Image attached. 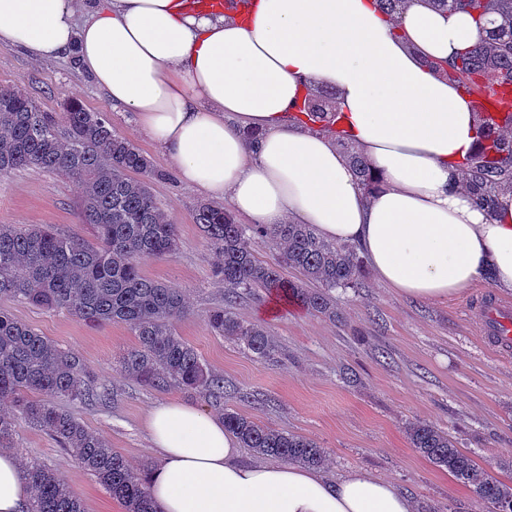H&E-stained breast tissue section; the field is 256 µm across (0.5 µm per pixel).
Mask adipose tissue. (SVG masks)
Wrapping results in <instances>:
<instances>
[{
	"mask_svg": "<svg viewBox=\"0 0 512 512\" xmlns=\"http://www.w3.org/2000/svg\"><path fill=\"white\" fill-rule=\"evenodd\" d=\"M479 30L463 9L406 0H0V46L70 58L113 107L133 113L186 186L250 224L313 225L356 246L399 295L445 301L478 282L512 291V193L486 213L461 189L480 143L475 106L432 63ZM336 93L337 134L301 121L307 94ZM361 152L375 185L348 160ZM145 429L161 459L148 480L160 512H415L389 480H335L244 459L198 406L165 401ZM30 498L0 452V512Z\"/></svg>",
	"mask_w": 512,
	"mask_h": 512,
	"instance_id": "ef3b65f1",
	"label": "adipose tissue"
}]
</instances>
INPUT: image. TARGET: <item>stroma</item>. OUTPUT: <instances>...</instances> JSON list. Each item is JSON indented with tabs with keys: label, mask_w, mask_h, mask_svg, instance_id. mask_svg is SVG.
<instances>
[{
	"label": "stroma",
	"mask_w": 512,
	"mask_h": 512,
	"mask_svg": "<svg viewBox=\"0 0 512 512\" xmlns=\"http://www.w3.org/2000/svg\"><path fill=\"white\" fill-rule=\"evenodd\" d=\"M0 86L24 88L47 111L59 112L74 97L93 111L109 112L113 128L128 137L162 169L170 162L138 130L131 113L112 110L104 92L73 60L41 62L24 51L0 46ZM156 197L178 227L180 247L164 260H148L143 273L185 289L189 311L174 330L213 370L241 388L244 398L228 408L262 424L314 439L330 455L328 478L362 470L391 480L419 503L442 512H478L468 486L420 456L406 426L427 421L456 437L459 447L494 476L512 483V470L496 468L512 457V352L499 351L484 336L479 307L486 301L512 306V293L478 285L438 302L396 295L365 271L358 289L336 294V320L297 305L278 312L261 292L235 306L245 321L264 324L275 337L278 360L260 362L234 342L216 335L206 315L224 289L211 276L212 253L194 222L201 194L180 183L159 182ZM80 192L67 177L39 170L0 175V224H49L91 242L92 225L82 223ZM10 311L42 336L77 353L109 383V406L73 404L70 412L138 469L158 463L144 428L153 405L166 400L199 404L176 388L155 390L125 378L119 359L137 344L121 323L96 327L68 313H48L13 303ZM18 458L57 469L82 500L85 512H122L121 505L49 435L19 426Z\"/></svg>",
	"instance_id": "obj_1"
}]
</instances>
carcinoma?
<instances>
[{
	"instance_id": "carcinoma-1",
	"label": "carcinoma",
	"mask_w": 512,
	"mask_h": 512,
	"mask_svg": "<svg viewBox=\"0 0 512 512\" xmlns=\"http://www.w3.org/2000/svg\"><path fill=\"white\" fill-rule=\"evenodd\" d=\"M480 30L477 41L459 53L448 77L463 85L473 77H494L489 85L496 113L476 109L481 143L463 166L462 187L487 211L495 195L512 191V0H459ZM308 120L328 128L337 115L336 99L312 95ZM350 162L365 187L371 170L356 151ZM61 172L81 190L83 223L96 229V242L62 234L47 225L0 224V299L49 312L64 311L88 324L126 325L138 344L120 360L121 372L153 389L176 387L222 412L224 427L240 447L258 457L321 469L328 452L316 441L265 426L224 407L232 386L214 372L172 328L188 313L183 291L146 277L142 263L179 250L176 224L153 191L171 174L112 128L108 113L91 111L69 99L62 112H47L18 86L0 87V174L20 169ZM194 220L215 256L212 276L224 285V304L207 314L219 336L233 340L252 356L275 359L276 345L262 324L236 317L231 308L257 290L336 320L332 292L357 288L363 261L356 248L319 236L309 224L237 223L219 203L196 204ZM270 243L279 255L260 260L253 248ZM288 267L296 280L283 275ZM0 450L15 447L23 422L53 437L119 501L125 512H159L147 486L148 476L133 469L111 444L68 410L62 402L112 401V389L74 352L61 348L0 306ZM411 447L431 463L472 488L485 512H512V484L495 479L453 436L436 425L415 420L406 428ZM31 487L26 512H85L82 500L40 463L22 467Z\"/></svg>"
}]
</instances>
